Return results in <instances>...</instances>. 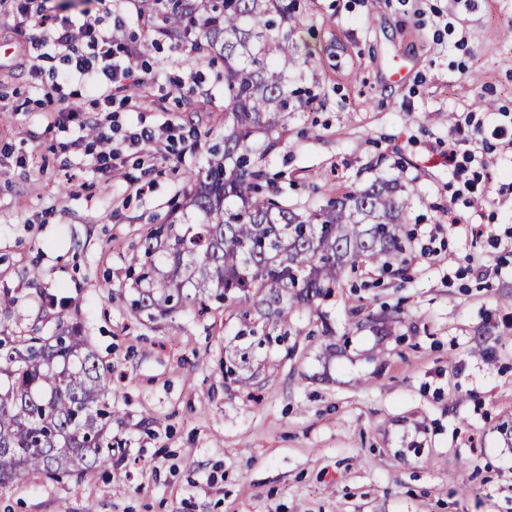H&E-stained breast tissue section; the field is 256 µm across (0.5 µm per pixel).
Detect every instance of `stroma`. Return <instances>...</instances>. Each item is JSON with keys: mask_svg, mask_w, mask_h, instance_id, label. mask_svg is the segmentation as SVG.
<instances>
[{"mask_svg": "<svg viewBox=\"0 0 512 512\" xmlns=\"http://www.w3.org/2000/svg\"><path fill=\"white\" fill-rule=\"evenodd\" d=\"M22 2L0 0V292L13 300L0 330L50 335L43 297H68L112 367L119 416L109 466L26 476L0 487V512H512V143H471L482 199L452 200L448 167L451 116L512 133V0H297L318 80L255 156L271 192L318 206L396 178L414 196L398 260L344 273L284 323L130 308L132 254L224 135L223 62L158 37L140 0H34L46 26ZM86 18L121 19L119 44L145 47L147 84L108 108L61 79L53 46L35 50L48 26ZM92 127L111 168L96 166ZM142 127L175 137L129 148ZM244 351L249 368L226 374Z\"/></svg>", "mask_w": 512, "mask_h": 512, "instance_id": "1", "label": "stroma"}]
</instances>
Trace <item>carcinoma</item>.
<instances>
[{
  "mask_svg": "<svg viewBox=\"0 0 512 512\" xmlns=\"http://www.w3.org/2000/svg\"><path fill=\"white\" fill-rule=\"evenodd\" d=\"M140 15L171 40L224 60V145L188 172V192L171 220L131 258L132 308L165 316L207 299L265 304L286 321L336 285L345 266H387L403 253L412 192L374 180L298 210L271 195L257 168L254 138L286 125L291 81L312 61L296 38L288 0H142ZM52 335L0 338V486L26 475L81 476L112 461L110 370L99 364L65 301L46 300Z\"/></svg>",
  "mask_w": 512,
  "mask_h": 512,
  "instance_id": "obj_1",
  "label": "carcinoma"
}]
</instances>
